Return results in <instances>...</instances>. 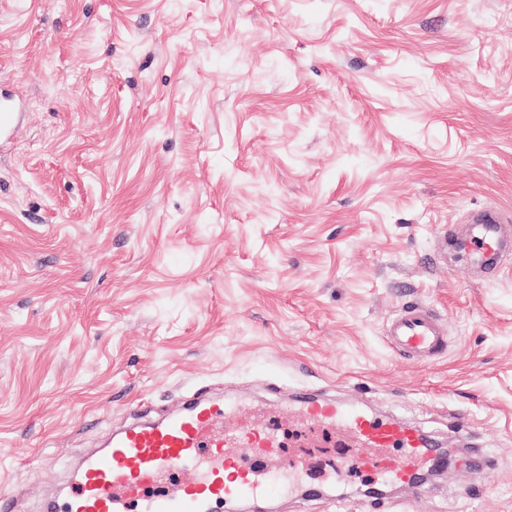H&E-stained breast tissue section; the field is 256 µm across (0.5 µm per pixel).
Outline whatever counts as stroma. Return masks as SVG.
Returning a JSON list of instances; mask_svg holds the SVG:
<instances>
[{
    "mask_svg": "<svg viewBox=\"0 0 512 512\" xmlns=\"http://www.w3.org/2000/svg\"><path fill=\"white\" fill-rule=\"evenodd\" d=\"M0 497L41 512L141 410L296 390L399 417L461 458L383 512H512V260L435 257L512 215V0H0ZM447 354H394L407 300ZM359 479L279 512H362Z\"/></svg>",
    "mask_w": 512,
    "mask_h": 512,
    "instance_id": "stroma-1",
    "label": "stroma"
}]
</instances>
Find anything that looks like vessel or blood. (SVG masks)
I'll use <instances>...</instances> for the list:
<instances>
[{"mask_svg":"<svg viewBox=\"0 0 512 512\" xmlns=\"http://www.w3.org/2000/svg\"><path fill=\"white\" fill-rule=\"evenodd\" d=\"M508 227L498 208L485 209L475 231L458 248L492 273L504 261ZM391 348L412 360L431 363L448 351L446 324L429 306L408 301L389 321ZM315 421L346 431L334 471L389 480L415 493L417 476L438 453L417 428L364 405L334 398H303ZM223 402L193 394L175 413L129 424L113 434L107 448L88 453L74 482L50 512H233L244 502L280 500L297 481L291 470L268 472L281 446L276 422L230 427Z\"/></svg>","mask_w":512,"mask_h":512,"instance_id":"b4317fda","label":"vessel or blood"}]
</instances>
